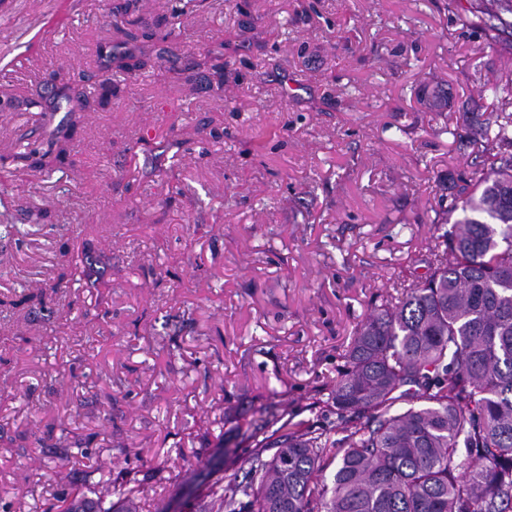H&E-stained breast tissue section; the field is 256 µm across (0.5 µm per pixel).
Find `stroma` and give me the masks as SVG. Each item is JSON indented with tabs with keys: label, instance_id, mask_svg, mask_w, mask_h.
I'll use <instances>...</instances> for the list:
<instances>
[{
	"label": "stroma",
	"instance_id": "35a3bbf8",
	"mask_svg": "<svg viewBox=\"0 0 512 512\" xmlns=\"http://www.w3.org/2000/svg\"><path fill=\"white\" fill-rule=\"evenodd\" d=\"M116 2L0 0V154L65 117L24 104L44 73H85L92 102L61 171L0 193V512L122 482L137 512H189L270 412L335 429L354 325L425 275L468 178L463 102L512 76L470 0ZM134 17L178 37L137 76L103 69ZM215 42L223 80L171 70ZM64 243L91 263L58 289ZM41 289L34 320L10 307Z\"/></svg>",
	"mask_w": 512,
	"mask_h": 512
}]
</instances>
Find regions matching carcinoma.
I'll use <instances>...</instances> for the list:
<instances>
[{
	"label": "carcinoma",
	"mask_w": 512,
	"mask_h": 512,
	"mask_svg": "<svg viewBox=\"0 0 512 512\" xmlns=\"http://www.w3.org/2000/svg\"><path fill=\"white\" fill-rule=\"evenodd\" d=\"M473 15L490 34L512 31V0H479ZM100 59L132 76L147 65L110 46ZM199 65L184 52L172 70ZM46 82L71 104L66 121L46 149L0 156L1 187L8 163L50 177L70 156L85 77ZM466 107L481 153L457 203L438 214L446 230L428 274L354 327L327 398L341 437L278 416L256 425L263 439L245 449L244 479L214 481L196 512H512V89L491 110ZM135 492L115 486L109 505L62 494L57 512H130Z\"/></svg>",
	"instance_id": "cac0c4a2"
}]
</instances>
